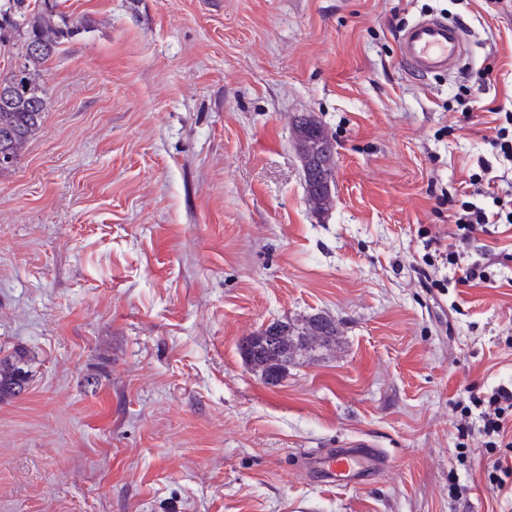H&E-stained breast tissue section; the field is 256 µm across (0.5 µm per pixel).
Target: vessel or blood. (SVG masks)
<instances>
[{"label": "vessel or blood", "instance_id": "b4317fda", "mask_svg": "<svg viewBox=\"0 0 512 512\" xmlns=\"http://www.w3.org/2000/svg\"><path fill=\"white\" fill-rule=\"evenodd\" d=\"M398 61L419 77L453 74L467 58L469 40L457 24L437 15H424L407 25L398 38ZM326 482L357 479L386 466L383 455L364 440H356L342 451L327 450L307 459Z\"/></svg>", "mask_w": 512, "mask_h": 512}]
</instances>
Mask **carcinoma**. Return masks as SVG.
<instances>
[{
	"label": "carcinoma",
	"mask_w": 512,
	"mask_h": 512,
	"mask_svg": "<svg viewBox=\"0 0 512 512\" xmlns=\"http://www.w3.org/2000/svg\"><path fill=\"white\" fill-rule=\"evenodd\" d=\"M50 0H0V44L17 35L24 39V59L19 66L0 71V153L10 155V161L0 164V172L14 166L21 145L41 126L46 105V91L40 79V67L56 52L60 40L75 33L77 26L59 13ZM58 17L51 24L52 16ZM38 49L32 50V44ZM295 144L300 158L314 154L321 145L334 149L333 138L321 123L312 118L307 128L295 125ZM336 161L320 168L313 179H304L306 200L317 214L329 212L335 201L326 184H335ZM276 333L266 338L258 336L251 345V362L267 360L264 342L272 341L278 349L276 363L267 366L271 371H287L288 361L296 350L313 349L330 343L338 333L335 320L323 315H311L301 323L289 320L270 324ZM27 352L16 351L0 358V400L24 393L29 383Z\"/></svg>",
	"instance_id": "obj_1"
}]
</instances>
